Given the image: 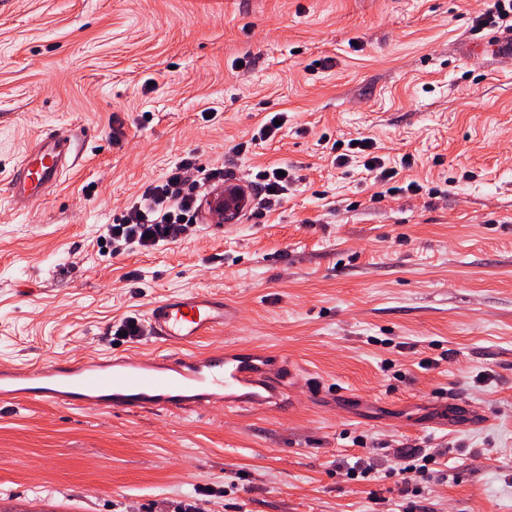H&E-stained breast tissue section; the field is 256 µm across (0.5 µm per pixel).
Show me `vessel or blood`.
<instances>
[{"label":"vessel or blood","mask_w":512,"mask_h":512,"mask_svg":"<svg viewBox=\"0 0 512 512\" xmlns=\"http://www.w3.org/2000/svg\"><path fill=\"white\" fill-rule=\"evenodd\" d=\"M64 168L62 139L43 136L18 165L17 202L39 206ZM231 314L223 299L205 292L159 300L148 307L146 319L164 351L138 358L115 354L96 362L55 358L33 368L0 363V402L51 403L102 414L200 415L217 407L228 412L271 407L280 402L292 375L286 359L235 346L214 353L196 350Z\"/></svg>","instance_id":"1"}]
</instances>
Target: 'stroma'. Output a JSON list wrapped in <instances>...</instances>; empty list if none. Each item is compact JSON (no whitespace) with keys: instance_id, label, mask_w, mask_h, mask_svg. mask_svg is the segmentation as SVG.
<instances>
[{"instance_id":"stroma-1","label":"stroma","mask_w":512,"mask_h":512,"mask_svg":"<svg viewBox=\"0 0 512 512\" xmlns=\"http://www.w3.org/2000/svg\"><path fill=\"white\" fill-rule=\"evenodd\" d=\"M480 11L0 0V362L148 354L157 339L109 328L204 291L234 312L200 350L294 372L272 412L0 405V512H512V59L467 44ZM274 112L287 123L254 141ZM47 130L69 165L28 210L10 181ZM365 138L389 182L337 165ZM190 154L243 189L288 165V192L259 218L203 212L188 242L103 252V226ZM402 448L432 454L426 478L403 476ZM363 467L373 481L349 479Z\"/></svg>"}]
</instances>
